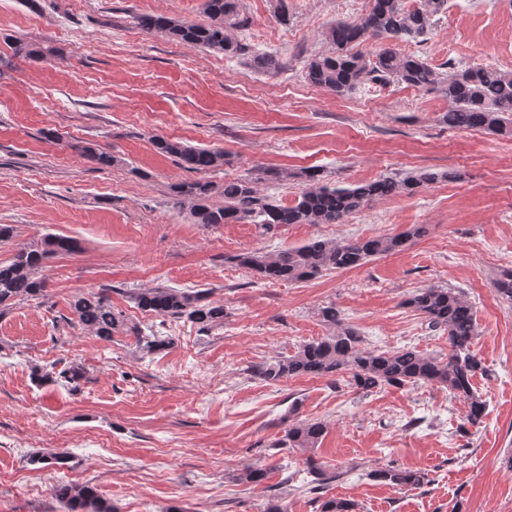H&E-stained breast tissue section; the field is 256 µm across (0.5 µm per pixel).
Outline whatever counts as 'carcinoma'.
<instances>
[{"instance_id": "1", "label": "carcinoma", "mask_w": 512, "mask_h": 512, "mask_svg": "<svg viewBox=\"0 0 512 512\" xmlns=\"http://www.w3.org/2000/svg\"><path fill=\"white\" fill-rule=\"evenodd\" d=\"M448 0H419L418 6L406 7V0H372L370 10L354 22L338 21L325 32L335 47L330 54L312 58L306 67L307 81L339 95L368 84L403 83L408 86L438 90L448 98V111L441 121L450 128L476 129L489 135L512 138V71L492 66H458L448 63V73L438 74L419 56L398 49L401 42L428 40L434 17L446 10ZM207 22L198 24L173 16L142 14L137 26L148 34H161L191 47L221 52L226 56L247 53L237 31L246 24L236 0H205ZM368 40L379 42L370 54L353 51ZM162 153L178 159L191 172L211 171L228 163L221 149L189 146L163 137L154 141ZM81 153L105 166L115 162L112 154L84 146ZM306 186L295 203L286 205L263 195L257 181L239 177L224 181V205L208 204L213 187L199 180L175 187L176 204L186 208L203 225L253 222L265 227L289 224H341L364 204L401 193L412 194L437 180L438 174L417 171L361 182L348 187L326 185L319 171L304 173ZM425 224H413L395 235L355 238L341 242L313 240L303 245L273 253L260 250L241 252L232 257L236 265L252 270L262 279L275 282H311L332 271L350 270L370 260L404 250L426 236ZM77 241L69 236L47 233L41 238L19 244L12 258L0 262V314L22 298L45 296L46 280L42 274L46 262L77 251ZM497 295L512 303V269L502 272L494 282ZM112 289L78 294L69 303L77 324L98 339L110 342L117 335L134 338L135 347L144 355L161 353L175 345V338L156 331L145 332L127 321L112 307ZM137 307L165 320H185L210 330L224 326V305L209 299V290L188 291L158 286L128 291ZM404 305L413 309L433 331L448 336V353L432 355L414 348L372 349L364 336L345 323L336 307L320 311L322 321L331 329L327 336L302 344L295 353L258 365L254 374L268 383H280L295 377H325L347 374L349 383L364 394L385 387L436 384L445 387L465 403L460 430L479 429L486 414V403L477 394L474 378L487 368L474 349L477 324L471 302L456 288L430 286L414 291ZM83 378L77 365L52 374L34 373L39 383L59 379L78 384ZM318 420H301L288 426L274 447L312 452L326 433ZM312 480L305 491L318 494L341 473L321 468L312 458L306 461ZM374 480L396 486L418 488L428 482L427 474L409 468H384L371 472ZM267 478L262 469L246 467L234 480L257 485ZM53 496L66 512H115L90 484L60 483ZM318 512H354V504L343 498H316Z\"/></svg>"}]
</instances>
